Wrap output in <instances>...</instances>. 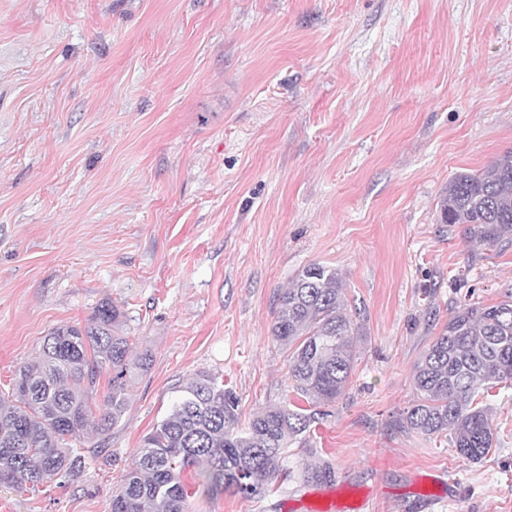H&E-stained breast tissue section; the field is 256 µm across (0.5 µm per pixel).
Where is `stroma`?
Returning <instances> with one entry per match:
<instances>
[{
  "label": "stroma",
  "instance_id": "obj_1",
  "mask_svg": "<svg viewBox=\"0 0 512 512\" xmlns=\"http://www.w3.org/2000/svg\"><path fill=\"white\" fill-rule=\"evenodd\" d=\"M510 150L512 0H0V393L108 301L146 359L106 442L68 439L81 468L1 487L0 512H111L196 373L245 420L292 400L271 326L312 263L364 336L288 465L335 482L212 497L188 470L187 512H512V384L481 461L395 425L456 307L512 292V233L439 221L449 180Z\"/></svg>",
  "mask_w": 512,
  "mask_h": 512
}]
</instances>
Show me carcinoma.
<instances>
[{
  "mask_svg": "<svg viewBox=\"0 0 512 512\" xmlns=\"http://www.w3.org/2000/svg\"><path fill=\"white\" fill-rule=\"evenodd\" d=\"M444 224H466L487 242L512 232V151L482 173H459L440 201ZM120 312L102 304L85 326L63 324L43 340L38 357L20 366L9 397L0 396V486L35 489L75 471L82 455L69 437L103 439L124 415L128 379L138 363L118 333ZM271 333L288 350L299 403L270 406L240 426L238 398L216 377L198 373L178 387L169 414L143 438L111 512H185V470L198 489L251 497L279 479L330 484L329 463L286 467L290 448L313 447L315 427L343 396L357 359L361 327L347 312L340 274L311 263L281 292ZM112 372L99 416L89 394ZM512 382V294L491 304H464L413 367L415 400L396 420L405 433L451 435L459 454L484 458L496 447L489 408L477 402L493 384Z\"/></svg>",
  "mask_w": 512,
  "mask_h": 512,
  "instance_id": "1",
  "label": "carcinoma"
}]
</instances>
